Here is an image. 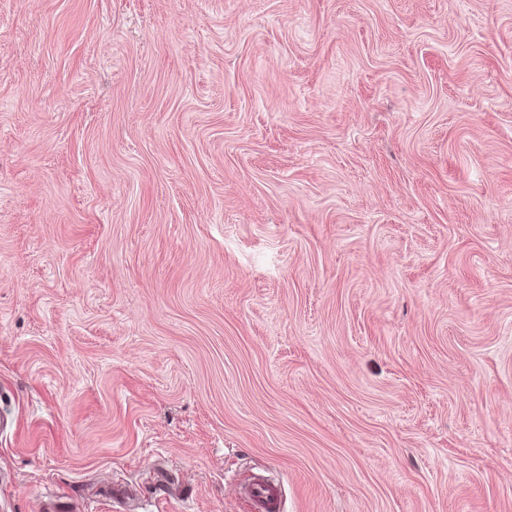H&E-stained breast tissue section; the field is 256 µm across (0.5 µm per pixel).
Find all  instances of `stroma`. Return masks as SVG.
I'll return each mask as SVG.
<instances>
[{"label": "stroma", "instance_id": "1", "mask_svg": "<svg viewBox=\"0 0 512 512\" xmlns=\"http://www.w3.org/2000/svg\"><path fill=\"white\" fill-rule=\"evenodd\" d=\"M512 512V0H0V512ZM247 495L254 512L282 511V491L276 483L257 482L249 488Z\"/></svg>", "mask_w": 512, "mask_h": 512}]
</instances>
